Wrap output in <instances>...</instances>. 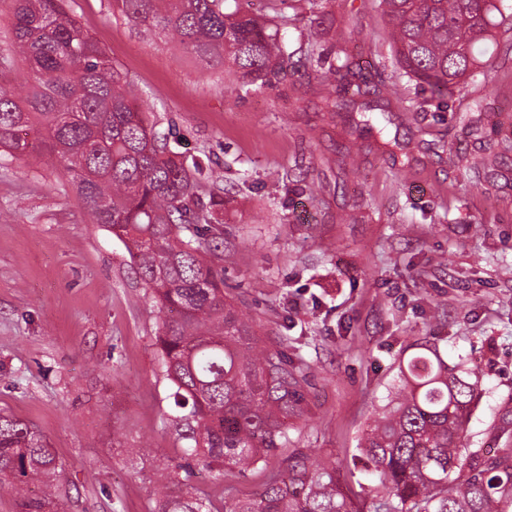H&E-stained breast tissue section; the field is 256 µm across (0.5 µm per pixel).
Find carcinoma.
Listing matches in <instances>:
<instances>
[{
    "mask_svg": "<svg viewBox=\"0 0 512 512\" xmlns=\"http://www.w3.org/2000/svg\"><path fill=\"white\" fill-rule=\"evenodd\" d=\"M65 0H10L12 45L30 65L24 102L0 91V151L21 156L17 136L33 119L93 223L124 240L150 298L176 316L157 342L188 441L185 463L155 479V512H364L336 464L300 448L258 493L224 489V499L190 490L194 462L267 467L288 444V415L301 409L303 371L262 347L252 323L224 299V206L198 194V162L177 158L137 105L126 75L66 10ZM121 15L165 33L200 60L231 62L247 82L288 71L290 54L271 26L224 0H116ZM499 0H379L391 52L406 76L441 94L460 84L491 41ZM402 358L387 404L358 439L375 476L363 489L373 512H512V431L498 448L462 438L479 401V381L460 364L416 344ZM61 465L46 438L0 412V491L16 512H66Z\"/></svg>",
    "mask_w": 512,
    "mask_h": 512,
    "instance_id": "1",
    "label": "carcinoma"
}]
</instances>
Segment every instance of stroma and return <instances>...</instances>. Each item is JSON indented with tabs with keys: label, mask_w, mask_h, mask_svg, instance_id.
<instances>
[{
	"label": "stroma",
	"mask_w": 512,
	"mask_h": 512,
	"mask_svg": "<svg viewBox=\"0 0 512 512\" xmlns=\"http://www.w3.org/2000/svg\"><path fill=\"white\" fill-rule=\"evenodd\" d=\"M226 0L270 19L292 55L286 75L242 83L183 47L134 29L115 0L68 11L127 75L174 152L198 160L233 260L224 291L270 348L309 368L288 445L354 466L357 440L387 398L398 357L421 341L480 376L464 441L488 446L512 396V155L494 176L462 160L512 135V26L437 96L393 64L377 0ZM366 82L352 109L327 92ZM486 106L481 134L456 113ZM0 157V411L46 437L69 512H152L155 473L182 462L181 413L156 344L163 318L124 243L92 223L59 159L38 142ZM249 467L200 468L204 492L258 490Z\"/></svg>",
	"instance_id": "stroma-1"
}]
</instances>
